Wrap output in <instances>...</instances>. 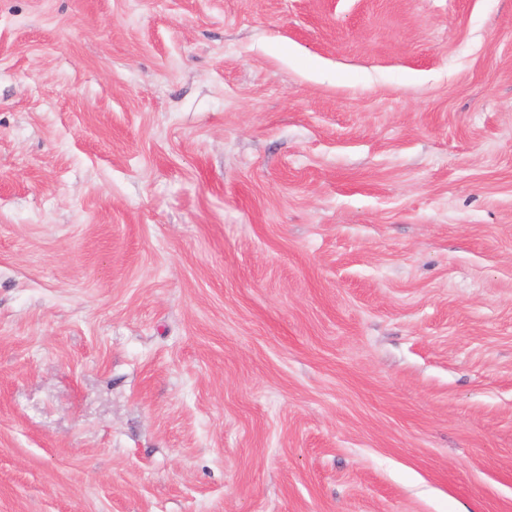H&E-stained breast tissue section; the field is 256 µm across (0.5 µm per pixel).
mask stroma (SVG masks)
Wrapping results in <instances>:
<instances>
[{"mask_svg":"<svg viewBox=\"0 0 512 512\" xmlns=\"http://www.w3.org/2000/svg\"><path fill=\"white\" fill-rule=\"evenodd\" d=\"M0 512H512V0H0Z\"/></svg>","mask_w":512,"mask_h":512,"instance_id":"stroma-1","label":"stroma"}]
</instances>
